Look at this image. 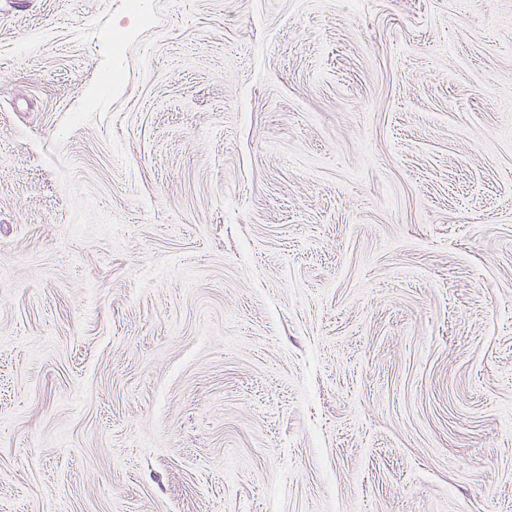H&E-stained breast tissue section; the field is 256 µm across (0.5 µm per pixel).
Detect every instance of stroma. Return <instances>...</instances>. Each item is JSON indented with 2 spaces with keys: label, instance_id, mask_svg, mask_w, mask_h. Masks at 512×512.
<instances>
[{
  "label": "stroma",
  "instance_id": "obj_1",
  "mask_svg": "<svg viewBox=\"0 0 512 512\" xmlns=\"http://www.w3.org/2000/svg\"><path fill=\"white\" fill-rule=\"evenodd\" d=\"M0 512H512V0L0 7Z\"/></svg>",
  "mask_w": 512,
  "mask_h": 512
}]
</instances>
